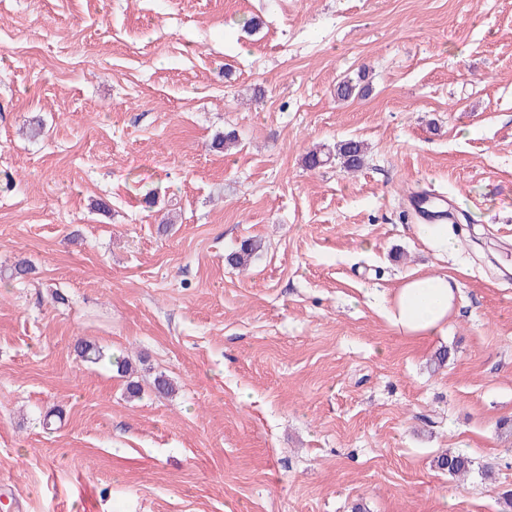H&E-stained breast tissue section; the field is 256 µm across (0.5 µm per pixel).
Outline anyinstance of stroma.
Listing matches in <instances>:
<instances>
[{
  "mask_svg": "<svg viewBox=\"0 0 512 512\" xmlns=\"http://www.w3.org/2000/svg\"><path fill=\"white\" fill-rule=\"evenodd\" d=\"M346 139L359 171L305 167ZM418 191L454 209L448 254L413 233ZM443 272L447 333L397 334L393 289ZM451 448L495 481L441 472ZM510 490L512 0H0V512H500Z\"/></svg>",
  "mask_w": 512,
  "mask_h": 512,
  "instance_id": "obj_1",
  "label": "stroma"
}]
</instances>
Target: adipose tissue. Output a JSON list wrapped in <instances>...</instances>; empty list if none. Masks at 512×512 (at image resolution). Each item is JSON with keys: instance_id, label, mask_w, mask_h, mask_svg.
Returning <instances> with one entry per match:
<instances>
[{"instance_id": "obj_1", "label": "adipose tissue", "mask_w": 512, "mask_h": 512, "mask_svg": "<svg viewBox=\"0 0 512 512\" xmlns=\"http://www.w3.org/2000/svg\"><path fill=\"white\" fill-rule=\"evenodd\" d=\"M458 304V288L448 274L413 275L395 288L386 310L401 335L430 337L447 331Z\"/></svg>"}]
</instances>
